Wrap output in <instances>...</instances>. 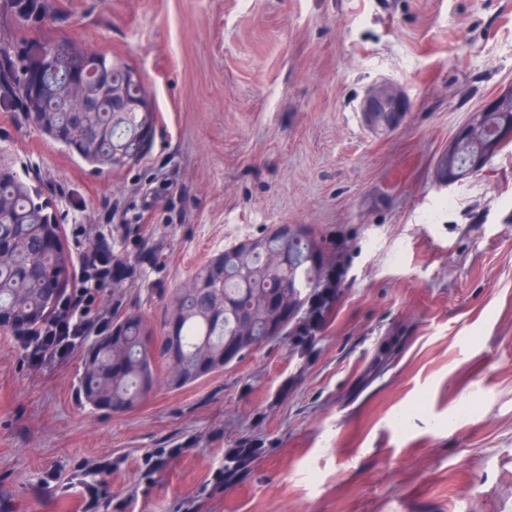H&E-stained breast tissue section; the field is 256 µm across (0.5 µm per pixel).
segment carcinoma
<instances>
[{
    "instance_id": "cac0c4a2",
    "label": "carcinoma",
    "mask_w": 512,
    "mask_h": 512,
    "mask_svg": "<svg viewBox=\"0 0 512 512\" xmlns=\"http://www.w3.org/2000/svg\"><path fill=\"white\" fill-rule=\"evenodd\" d=\"M26 64L18 57L11 63V92L24 108L28 121L43 135L62 145L86 162L95 172L121 168L139 159L145 142L136 138L137 129L154 118L153 112H129L124 124L112 128V113L34 112L30 97L22 92ZM485 125L512 128V111L484 113ZM96 127L90 142L67 139L70 126ZM503 147L487 141L461 145L452 172L466 171L477 159L483 163L478 175ZM10 208L0 211V246L12 258L0 264V327L10 333L21 356L40 354L48 364L66 360L70 352L82 353V371L77 395L84 407L122 414L138 408L143 399L163 384L181 390L265 346L281 341L290 351L303 354L315 344L342 292L332 266L336 263V234L310 230L287 241L271 235L269 248L278 254L272 266L245 255L232 245L200 266L192 278L195 292L150 288L148 293L164 301L166 315L155 330L141 313L124 306L121 299L124 278L114 277L112 307L90 308L79 314L90 325L91 335L78 336L64 349L45 335L71 290L84 282L99 283L91 267L78 283L69 278L73 255L64 240L63 227L56 223L40 201L35 188L5 164L0 165V196ZM106 240L112 247V264L125 267L129 277L145 275L162 256V248L148 246L142 229L114 225L100 229L94 242ZM331 254L323 264L313 256ZM292 303L293 317L277 333L269 332L264 320L270 302ZM253 313L249 335H239L242 315Z\"/></svg>"
}]
</instances>
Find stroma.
Segmentation results:
<instances>
[{
  "label": "stroma",
  "instance_id": "stroma-1",
  "mask_svg": "<svg viewBox=\"0 0 512 512\" xmlns=\"http://www.w3.org/2000/svg\"><path fill=\"white\" fill-rule=\"evenodd\" d=\"M14 54L66 39L142 77L156 134L97 176L0 103V149L64 229L140 225L161 264L123 296L153 327L212 255L279 224L351 236L347 285L305 355L274 345L113 415L80 353L0 333V512H512V146L442 187L433 162L512 87V0H43ZM410 98L387 135L358 112ZM164 451L159 470L148 460ZM244 456L225 467L230 456ZM359 112L363 124L371 130L378 127V112H393L398 123L402 124L408 112L406 92L387 81L376 83L365 91L359 104Z\"/></svg>",
  "mask_w": 512,
  "mask_h": 512
}]
</instances>
